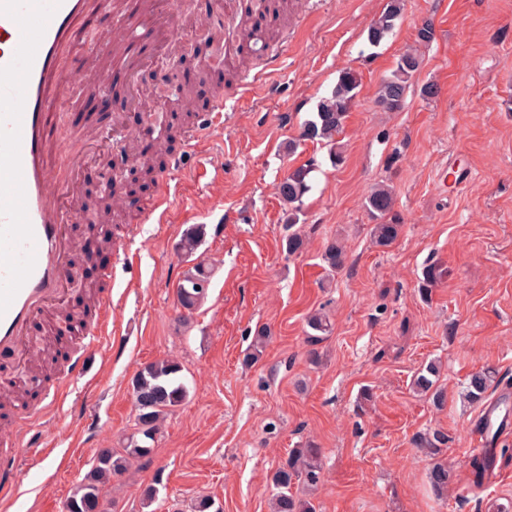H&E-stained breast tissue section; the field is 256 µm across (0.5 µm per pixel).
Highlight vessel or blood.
<instances>
[{"mask_svg": "<svg viewBox=\"0 0 512 512\" xmlns=\"http://www.w3.org/2000/svg\"><path fill=\"white\" fill-rule=\"evenodd\" d=\"M110 17L80 64L70 62L74 29L86 17ZM177 0H0V358L26 368L34 346L31 325L61 305L72 286L75 250L70 226L79 212L66 194L84 159L83 133L49 139L56 106L100 96L127 80L129 49L158 29L178 32ZM222 111L202 113L189 140L223 126ZM99 325L83 330L68 368L84 374L111 297L99 304Z\"/></svg>", "mask_w": 512, "mask_h": 512, "instance_id": "obj_1", "label": "vessel or blood"}]
</instances>
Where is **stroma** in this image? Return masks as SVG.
<instances>
[{
	"mask_svg": "<svg viewBox=\"0 0 512 512\" xmlns=\"http://www.w3.org/2000/svg\"><path fill=\"white\" fill-rule=\"evenodd\" d=\"M386 2L300 0L286 36L271 41L281 53L267 84L240 98L254 71L239 70L224 91L223 127L175 144L183 166L171 172L167 223L140 221L159 192L150 185L114 232L111 278L98 267L87 273L86 288L111 295L112 321L86 374L53 376L0 413V453L16 460L6 512H65L99 450L121 451L136 428L132 377L167 359L180 363L187 396L167 413L151 458L104 488L107 512H194L204 496L222 512H271L273 473L308 441L321 450L323 479L308 494L317 512H496L512 503V432L496 435L493 463L475 477L483 407L463 398L468 375L481 369L495 374L488 399L512 395V0H404L395 32L373 48L366 30ZM190 10L192 24L172 40L192 49L227 0H193ZM424 22L435 38L420 50L405 106L384 111L378 86ZM166 52L137 46L130 119L178 111L175 91L152 94ZM346 68L361 85L335 164L329 146L301 133ZM426 83L437 84L436 97L421 96ZM63 112L69 127L103 131L73 189L81 204L112 149V117L84 99ZM311 161L296 226L305 248L289 256L275 186ZM378 182L391 186L400 226L387 248L373 244L363 206ZM197 224L206 234L195 259L212 277L187 316L176 286L190 263L178 244ZM332 242L346 259L329 278L321 254ZM432 263L446 274L424 297L419 281ZM317 311L332 331L314 348V365L307 318ZM261 327L270 332L262 356L245 364ZM432 360L447 394L440 409L412 389ZM50 388L59 400L43 414ZM434 429L449 436L448 490L439 496L415 443Z\"/></svg>",
	"mask_w": 512,
	"mask_h": 512,
	"instance_id": "35a3bbf8",
	"label": "stroma"
}]
</instances>
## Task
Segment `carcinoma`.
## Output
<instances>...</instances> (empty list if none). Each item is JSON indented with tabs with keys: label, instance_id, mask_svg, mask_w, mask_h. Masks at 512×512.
<instances>
[{
	"label": "carcinoma",
	"instance_id": "cac0c4a2",
	"mask_svg": "<svg viewBox=\"0 0 512 512\" xmlns=\"http://www.w3.org/2000/svg\"><path fill=\"white\" fill-rule=\"evenodd\" d=\"M404 0H387L386 6L376 20L367 29V43L377 47L393 34L401 20ZM207 38L215 46L213 62L202 66L196 57L189 53H179L174 56L175 62L184 68L194 71L195 81L182 88L179 105L182 115L189 119L199 108L198 88L214 85V89L229 84L227 73L224 71V38L218 32H210ZM421 65L417 50H408L401 54L391 75L384 79L379 86L377 103L387 112H398L405 104L411 80ZM360 87L357 72L346 69L339 75L331 95L321 101L312 120L304 126V137L312 141L337 144L338 136L347 117V113L355 102ZM180 126L169 125L165 134L157 140L153 151H140L135 142H130L123 152L124 164L135 170L140 178L149 183L157 178L162 166V158L167 154L176 138L180 136ZM310 165L305 164L288 172L279 182L277 191L284 203L288 204L283 223L288 227L297 224L302 211L303 198L311 190L309 175ZM394 204L392 189L384 184L374 186L365 199V209L374 221L371 236L380 247L390 246L398 237L399 225L386 221ZM125 210L118 204H111L110 197L101 196L88 212V219L95 224L119 226L123 223ZM205 234L202 225L189 228L183 234L179 250L187 257L197 250ZM321 261L329 271L341 269L345 263V255L340 245L333 243L327 246L321 255ZM444 275L443 268L438 264H430L423 271L420 290L423 296H428L429 288L433 287ZM209 271L202 262L190 267L179 280L176 293L180 306L185 310L195 309L205 298L209 285ZM92 301L83 303L78 312L65 310L60 319L66 327L80 320L93 317ZM308 343L317 345L323 336L330 332L331 323L319 313L308 319ZM61 357L53 350H46L40 366V373L48 376L58 372ZM181 366L175 360H163L149 363L141 367L133 376L131 385L134 406L137 412V429L127 438L122 452L114 453L104 450L100 453L93 471L85 482L74 492L68 502V512H104L102 486L121 475L133 460H143L151 456L157 436L160 433L161 421L167 412L183 402L187 396V388L180 378ZM439 369L434 363L420 370L413 379L414 389L441 408L445 405V391L438 385ZM494 382V375L488 370L472 373L466 383L464 396L472 403H481L486 398L489 388ZM417 443L428 450L433 456L440 454L448 444V435L441 430L428 431L416 436ZM321 480L320 449L312 444L302 448H293L288 457L274 472L272 477L276 492L273 494L272 512H316L313 503L303 499L292 490L293 485L306 489H314ZM429 481L435 492L441 494L448 485V465L437 461L429 470Z\"/></svg>",
	"mask_w": 512,
	"mask_h": 512
}]
</instances>
